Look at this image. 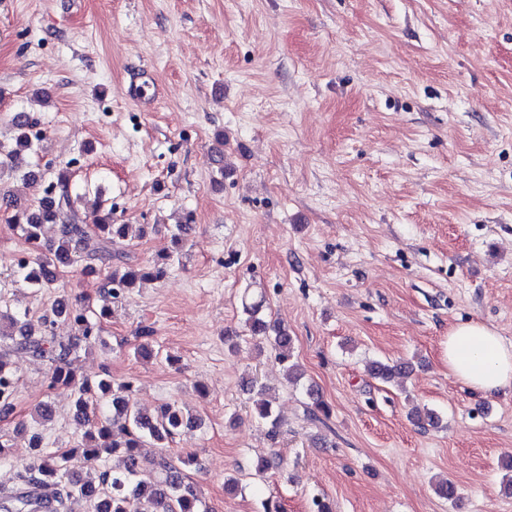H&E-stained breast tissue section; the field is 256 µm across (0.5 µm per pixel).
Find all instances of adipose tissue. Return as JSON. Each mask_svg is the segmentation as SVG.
<instances>
[{
  "mask_svg": "<svg viewBox=\"0 0 512 512\" xmlns=\"http://www.w3.org/2000/svg\"><path fill=\"white\" fill-rule=\"evenodd\" d=\"M448 371L470 390L494 394L512 385V343L479 321L453 326L448 331Z\"/></svg>",
  "mask_w": 512,
  "mask_h": 512,
  "instance_id": "1",
  "label": "adipose tissue"
}]
</instances>
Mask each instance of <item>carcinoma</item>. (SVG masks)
I'll return each instance as SVG.
<instances>
[{"mask_svg": "<svg viewBox=\"0 0 512 512\" xmlns=\"http://www.w3.org/2000/svg\"><path fill=\"white\" fill-rule=\"evenodd\" d=\"M15 144L8 149L0 141V177L8 171L28 181L34 171L23 151L32 149V142L20 133ZM54 178L57 194L48 193L36 209H18L10 217L24 243L38 252L34 260L19 264L17 273L24 282L47 288V267H68L81 260L82 273L103 278L104 291L117 299L138 281L163 275L164 269L158 266L150 270L112 268V244L127 237L128 225L112 223V209L102 207L96 209L95 222L83 223L71 190V172L60 168ZM45 224L57 226L55 236L46 242L41 234ZM263 303L259 299L245 305L246 326L252 335L269 342L285 379L295 383L303 371L293 361V337L287 329L259 316ZM107 315L106 308L91 317L82 308L57 306L52 315L34 323L26 315L0 308V414L7 416L14 410L12 357L27 354L49 362V386L72 390L73 411L84 417L85 424L81 442L72 448L49 452L41 447L40 437H32L34 457L17 471V486L0 493V512H72L79 502L87 505V512H208L201 494L179 477V470L195 464L193 457L174 459L162 453L147 463L141 453L147 443L166 447L182 428L192 424V417L171 403L155 414H145L132 399L131 383L101 379L93 387L73 369V355L79 349L102 342L101 319ZM60 319L71 326L74 335L65 339L54 334ZM370 372L383 380L407 374L404 365L380 362L373 363ZM256 416L268 425L270 436L278 434L280 419L269 401L257 405ZM108 456L115 458L112 470H98ZM75 462L86 468V477L74 478ZM48 486L53 487L50 497L41 493Z\"/></svg>", "mask_w": 512, "mask_h": 512, "instance_id": "1", "label": "carcinoma"}]
</instances>
